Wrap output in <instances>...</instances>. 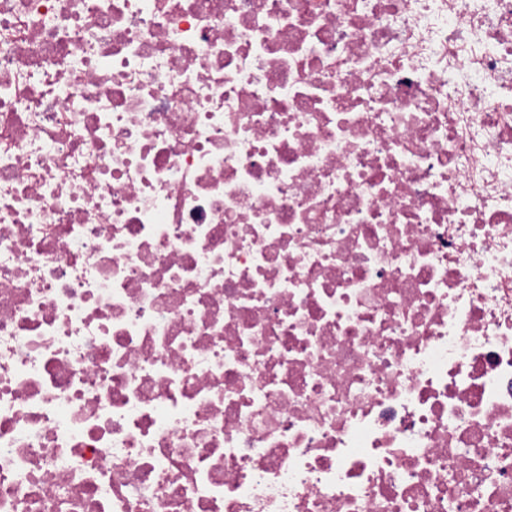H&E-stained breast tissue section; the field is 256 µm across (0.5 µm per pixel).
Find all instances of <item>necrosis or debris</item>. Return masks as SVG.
Returning a JSON list of instances; mask_svg holds the SVG:
<instances>
[{
    "label": "necrosis or debris",
    "instance_id": "necrosis-or-debris-1",
    "mask_svg": "<svg viewBox=\"0 0 512 512\" xmlns=\"http://www.w3.org/2000/svg\"><path fill=\"white\" fill-rule=\"evenodd\" d=\"M0 512H512V0H0Z\"/></svg>",
    "mask_w": 512,
    "mask_h": 512
}]
</instances>
